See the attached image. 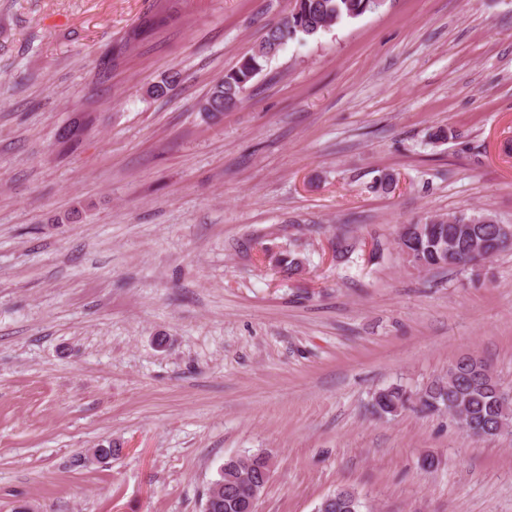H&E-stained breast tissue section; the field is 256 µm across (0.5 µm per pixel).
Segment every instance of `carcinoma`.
I'll return each mask as SVG.
<instances>
[{
  "label": "carcinoma",
  "instance_id": "cac0c4a2",
  "mask_svg": "<svg viewBox=\"0 0 512 512\" xmlns=\"http://www.w3.org/2000/svg\"><path fill=\"white\" fill-rule=\"evenodd\" d=\"M388 0H297L276 22L266 27L260 43L239 64L215 80L204 100L205 112L216 118L235 108L269 59L290 40H308L341 21L354 20L383 10ZM479 256L491 259L512 248V237L488 213L461 212L447 218L431 216L424 224H405L397 246L414 266L422 269L475 266ZM411 401L401 386L377 392L371 405L379 417L395 416ZM415 407L427 413H448L468 435L487 439L512 423V399L504 396L502 383L479 357L462 356L448 365V380L437 379L417 394ZM272 468L266 453L237 456L224 462L219 478L205 494L203 512H255L264 491L263 475ZM365 502L353 490L338 488L321 500L317 512H363Z\"/></svg>",
  "mask_w": 512,
  "mask_h": 512
}]
</instances>
